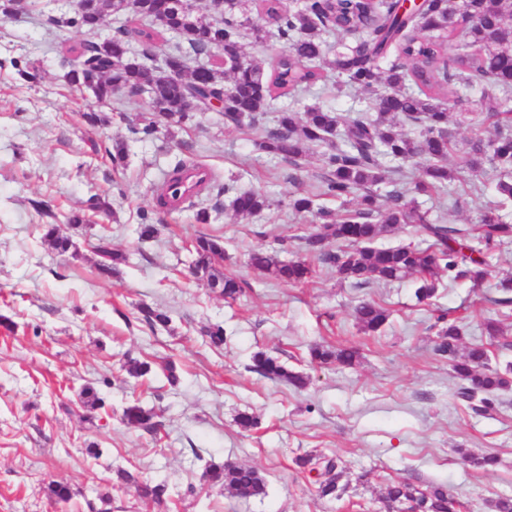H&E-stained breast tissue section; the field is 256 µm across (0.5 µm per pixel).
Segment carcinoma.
I'll return each mask as SVG.
<instances>
[{
  "instance_id": "cac0c4a2",
  "label": "carcinoma",
  "mask_w": 512,
  "mask_h": 512,
  "mask_svg": "<svg viewBox=\"0 0 512 512\" xmlns=\"http://www.w3.org/2000/svg\"><path fill=\"white\" fill-rule=\"evenodd\" d=\"M102 8L74 17L50 18L59 27L78 26L96 29L104 16L112 12L125 16L132 25L140 20L151 22L147 34L159 38L167 29L180 33L170 58L175 65L186 59L187 48L196 55L221 53L240 65L224 70V62L201 64L186 70L184 83L149 80L151 64L139 57L122 35L107 42L89 43L83 50L81 65L68 81L85 86L99 100H107L118 89L143 93L153 112L167 122L181 124L189 113L200 112L213 99H224V118L240 124L242 116L256 118L270 108L272 100L296 96L310 90L322 78L318 63L328 50L327 38L336 33L358 34L361 39L347 46L336 41L333 62L344 86L369 90L384 75V90L375 95L370 111L344 122L331 111L312 107L307 111L277 113L275 126L266 130L261 150L290 163L302 158L314 144H326L322 170L316 175L321 194L342 204H354L337 221L328 211L319 216L317 230L303 238L304 248L325 266L336 269L344 282L363 287L372 282H395L409 276L416 278L415 296L423 302L432 298L439 287V272H455L454 279L474 283L485 274L483 250L501 245L512 238V224L504 220L502 210L512 205V175L500 174L494 189L497 201L488 203L471 229L432 224L415 201L408 200L397 186L409 181L416 193H433L458 180L469 187L459 195L455 206L469 204V196L483 192L477 181L487 164L512 165V0H430L419 15L401 11L397 0H302L299 7L281 13V0H260L259 8L269 18L279 21L275 36L283 42L284 57L275 62L267 77L263 68L246 58L241 43L242 21L248 12V0H228L227 11L219 19H208L190 11L171 10L166 23L157 22L154 5L158 0H102ZM230 73V85L224 84ZM498 118L496 135L484 139L472 137L459 167L448 169V154L456 142L448 131V115L465 105ZM419 125L418 134L404 131V123ZM344 125V146L333 144L330 137ZM429 163L414 172L405 163L416 156ZM385 182L395 189L379 201L374 187ZM267 206L259 192L240 191L229 201V210L238 217H252ZM395 224H415L423 235V244L375 247L373 243ZM42 238L63 255L71 251V238L59 234L55 224L42 227ZM353 245L350 250L332 251L329 240ZM97 272L109 276L114 266L126 257L106 247L99 250ZM192 263L209 288L224 298L234 300L241 292L240 283L219 270L224 261V243L215 236L202 234L192 244ZM249 265L281 282L299 283L311 274L302 261L284 263L275 255L256 250L249 255ZM141 321L150 329L165 328L170 322L166 312L147 305L139 307ZM355 318L367 333L378 331L387 320L386 310L378 303L365 302L355 308ZM440 342L435 353L448 357L461 381L458 395L470 402L477 395L509 386L508 374L492 370L487 350L476 343L459 354L462 329L456 321L442 314L437 317ZM314 359L343 366L354 364L357 352L351 348H324L312 351ZM252 371L264 378L303 388L307 380L288 370L278 359L264 353L252 357ZM83 405L91 411L103 408V398L90 387L79 393ZM157 413L137 401L127 403L121 421L130 428L151 430L157 426ZM298 468L313 478L321 498L338 499L345 490L340 484L345 474L339 459L306 453L296 458ZM204 477L232 495L252 497L265 493L259 472L240 464H205ZM120 481L134 489L145 502H159L167 487L163 483L141 480L129 471L118 472ZM384 501L391 509L414 503L419 512H457L458 502L441 483L424 487L409 482H390Z\"/></svg>"
}]
</instances>
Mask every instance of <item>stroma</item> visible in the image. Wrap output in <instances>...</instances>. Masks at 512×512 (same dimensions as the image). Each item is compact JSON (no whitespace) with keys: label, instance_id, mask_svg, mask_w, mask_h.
<instances>
[{"label":"stroma","instance_id":"obj_1","mask_svg":"<svg viewBox=\"0 0 512 512\" xmlns=\"http://www.w3.org/2000/svg\"><path fill=\"white\" fill-rule=\"evenodd\" d=\"M64 0H22L11 15L0 14V512H384L389 482H444L459 512H489L488 503L512 496V386L491 394L490 407L473 409L459 400L452 364L435 355L438 315L456 319L464 343H483L491 368L512 362V307L496 305L499 284L512 277V242L497 247L480 282L441 275L433 299L420 302L414 282H375L363 288L340 281L334 269L312 263L303 283L285 285L248 264L262 249L279 260H302L303 236L315 231L310 213L291 201L309 195L314 205L343 214L335 199L317 196L314 180L322 147H311L298 165L268 156L258 143L275 124V113L319 106L340 118L364 109L371 93L336 92L341 76L327 69L310 93L282 97L256 124H225L220 113L195 112L181 124L159 123L149 137L138 130L153 120L145 98L125 92L98 102L68 85L74 64L68 48L115 35L119 20L104 17L98 29L54 28L48 16ZM34 66L37 82L19 66ZM105 123L89 126L84 115ZM124 142L127 164L114 169L111 151ZM208 170L214 189L201 192L193 208H161L156 188L177 161ZM264 193L268 206L248 220L233 219L221 186ZM462 184L418 196L431 221L467 228L479 221L493 190L452 203ZM108 195L112 210L90 214L87 223L65 216L93 194ZM46 200L45 215L31 206ZM218 209L200 224L196 209ZM156 232L138 238L140 212ZM58 225L75 251L64 255L42 241L41 227ZM206 233L224 241V272L244 282L237 300H224L189 270V247ZM125 253L112 277L94 264L99 243ZM374 301L389 319L365 333L353 308ZM168 312V328L151 331L138 308ZM497 320L501 336L481 329ZM223 324L222 346L204 336ZM318 345L351 347L349 368L311 357ZM276 357L308 384L297 390L250 369L255 353ZM150 363L142 377L128 374L127 359ZM179 377L170 386L166 363ZM93 387L103 409L87 413L78 393ZM155 408L160 427L150 433L120 421L131 401ZM258 424L243 430L241 414ZM98 458H90L88 446ZM493 453L500 463L486 472L464 462L461 451ZM340 457L348 485L341 499L320 498L294 463L304 452ZM229 461L257 469L262 495L231 497L203 479L207 461ZM166 483L158 503H144L120 488L118 470ZM66 481L69 502L51 497V481Z\"/></svg>","mask_w":512,"mask_h":512}]
</instances>
